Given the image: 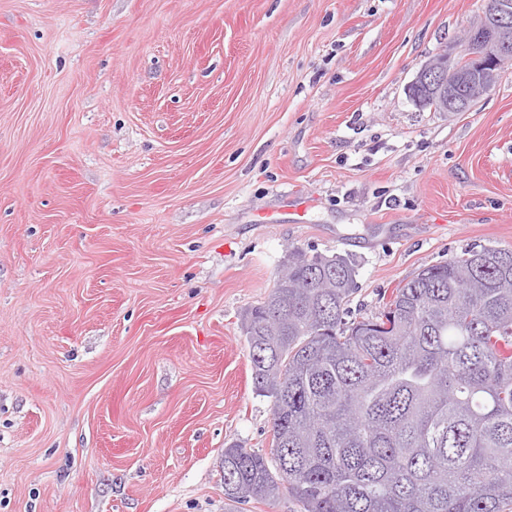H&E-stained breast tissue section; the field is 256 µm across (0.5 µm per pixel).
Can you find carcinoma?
<instances>
[{
	"label": "carcinoma",
	"instance_id": "cac0c4a2",
	"mask_svg": "<svg viewBox=\"0 0 512 512\" xmlns=\"http://www.w3.org/2000/svg\"><path fill=\"white\" fill-rule=\"evenodd\" d=\"M242 328L274 452L224 449V512L512 509V250L470 246L346 319L347 259L288 250Z\"/></svg>",
	"mask_w": 512,
	"mask_h": 512
}]
</instances>
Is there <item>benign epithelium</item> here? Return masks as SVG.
<instances>
[{
	"mask_svg": "<svg viewBox=\"0 0 512 512\" xmlns=\"http://www.w3.org/2000/svg\"><path fill=\"white\" fill-rule=\"evenodd\" d=\"M481 23L467 30L458 55L439 54L426 62L411 88L415 100L440 103L450 112L466 110L465 90L473 84L493 86L501 63L512 58V0H484Z\"/></svg>",
	"mask_w": 512,
	"mask_h": 512,
	"instance_id": "7a95c632",
	"label": "benign epithelium"
}]
</instances>
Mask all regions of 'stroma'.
I'll return each mask as SVG.
<instances>
[{
  "label": "stroma",
  "instance_id": "obj_1",
  "mask_svg": "<svg viewBox=\"0 0 512 512\" xmlns=\"http://www.w3.org/2000/svg\"><path fill=\"white\" fill-rule=\"evenodd\" d=\"M482 11L0 0V512H224L289 249L348 259L355 315L512 250V69L461 114L408 94Z\"/></svg>",
  "mask_w": 512,
  "mask_h": 512
}]
</instances>
